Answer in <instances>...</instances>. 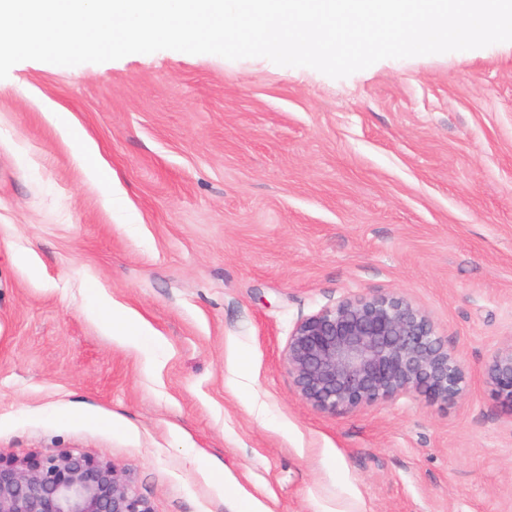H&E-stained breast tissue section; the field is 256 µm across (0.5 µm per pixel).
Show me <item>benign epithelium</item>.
Returning a JSON list of instances; mask_svg holds the SVG:
<instances>
[{
    "label": "benign epithelium",
    "mask_w": 512,
    "mask_h": 512,
    "mask_svg": "<svg viewBox=\"0 0 512 512\" xmlns=\"http://www.w3.org/2000/svg\"><path fill=\"white\" fill-rule=\"evenodd\" d=\"M285 359L301 398L336 413L420 395L446 403L466 374L431 318L394 294L348 298L294 327ZM494 395L512 408V340L486 369ZM0 512H151L125 471L71 451L0 457Z\"/></svg>",
    "instance_id": "1"
}]
</instances>
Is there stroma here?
Returning a JSON list of instances; mask_svg holds the SVG:
<instances>
[{
	"mask_svg": "<svg viewBox=\"0 0 512 512\" xmlns=\"http://www.w3.org/2000/svg\"><path fill=\"white\" fill-rule=\"evenodd\" d=\"M379 294L430 316L465 394L315 410L292 330ZM111 305L162 347L109 337ZM511 340L512 42L341 79L173 50L0 79V455L111 462L152 512H512L485 377Z\"/></svg>",
	"mask_w": 512,
	"mask_h": 512,
	"instance_id": "obj_1",
	"label": "stroma"
}]
</instances>
